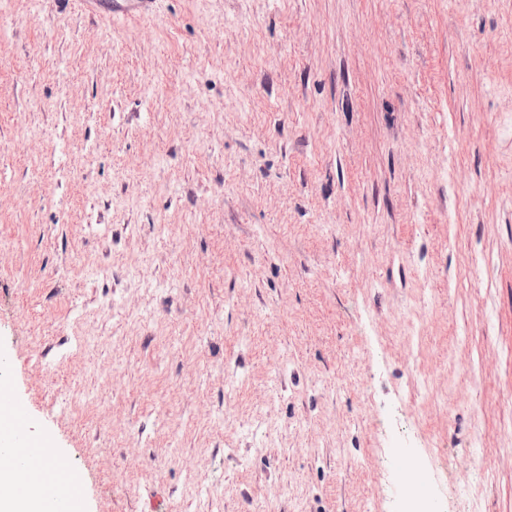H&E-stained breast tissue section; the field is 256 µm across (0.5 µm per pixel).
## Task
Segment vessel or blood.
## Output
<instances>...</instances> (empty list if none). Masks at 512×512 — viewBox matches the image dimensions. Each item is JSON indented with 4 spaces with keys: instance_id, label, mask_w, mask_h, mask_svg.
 <instances>
[{
    "instance_id": "1",
    "label": "vessel or blood",
    "mask_w": 512,
    "mask_h": 512,
    "mask_svg": "<svg viewBox=\"0 0 512 512\" xmlns=\"http://www.w3.org/2000/svg\"><path fill=\"white\" fill-rule=\"evenodd\" d=\"M0 455L8 457L23 475L22 483L16 488L18 494L39 497L48 489L58 512H72L74 501L69 479L57 465L58 451L50 440H33L18 419L0 429Z\"/></svg>"
}]
</instances>
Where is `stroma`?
I'll return each mask as SVG.
<instances>
[{"instance_id":"1","label":"stroma","mask_w":512,"mask_h":512,"mask_svg":"<svg viewBox=\"0 0 512 512\" xmlns=\"http://www.w3.org/2000/svg\"><path fill=\"white\" fill-rule=\"evenodd\" d=\"M0 0V386L82 512H512V0Z\"/></svg>"}]
</instances>
